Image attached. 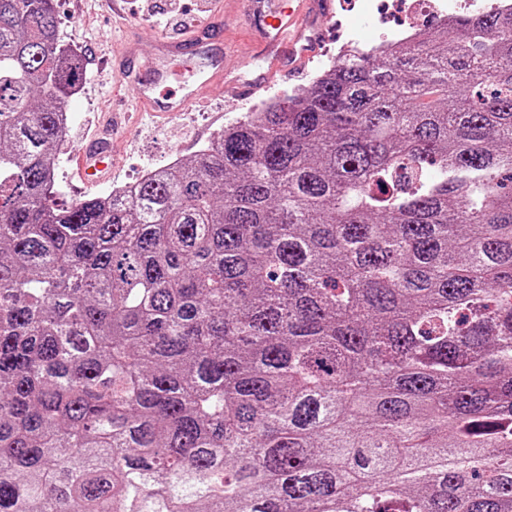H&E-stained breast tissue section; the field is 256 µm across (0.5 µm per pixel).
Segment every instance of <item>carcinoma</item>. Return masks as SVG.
<instances>
[{
	"label": "carcinoma",
	"mask_w": 512,
	"mask_h": 512,
	"mask_svg": "<svg viewBox=\"0 0 512 512\" xmlns=\"http://www.w3.org/2000/svg\"><path fill=\"white\" fill-rule=\"evenodd\" d=\"M86 79L0 0V512H512V9L64 206Z\"/></svg>",
	"instance_id": "1"
}]
</instances>
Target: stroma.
Masks as SVG:
<instances>
[{"mask_svg":"<svg viewBox=\"0 0 512 512\" xmlns=\"http://www.w3.org/2000/svg\"><path fill=\"white\" fill-rule=\"evenodd\" d=\"M154 16L141 15L126 8L112 13L106 0H56L61 31L66 41L75 46L83 59L87 81L82 92L70 99L68 108L76 115L67 141L61 148V164L56 178L62 188L60 199L72 204L104 193L109 182H128L141 178L150 166L164 165L173 150L181 148L190 156L211 140L214 129L242 119L246 105L232 89L224 92L203 90L190 104L185 115L167 118L143 116L126 134L113 137V167L110 181L83 184L74 161L77 148L101 135L112 120V107L131 101L135 83L114 75L109 60L119 57L126 47H133L138 62L153 58L156 42L163 32L165 14L171 7L183 4L193 11H205L207 19L224 18V0H154ZM357 29L364 40L375 31L364 26L357 0H336V15L327 24L326 46H335L346 28Z\"/></svg>","mask_w":512,"mask_h":512,"instance_id":"35a3bbf8","label":"stroma"}]
</instances>
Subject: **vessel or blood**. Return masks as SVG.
<instances>
[{"label":"vessel or blood","mask_w":512,"mask_h":512,"mask_svg":"<svg viewBox=\"0 0 512 512\" xmlns=\"http://www.w3.org/2000/svg\"><path fill=\"white\" fill-rule=\"evenodd\" d=\"M335 13L336 0H224L225 17L247 19L251 53L238 56L235 67H226L225 28L212 22L184 38H159L149 68L137 73L136 103L161 115L181 113L201 85L230 86L239 100L246 101L267 90L276 78L304 77ZM76 162L84 183L100 180L112 166L109 136L82 146Z\"/></svg>","instance_id":"1"}]
</instances>
